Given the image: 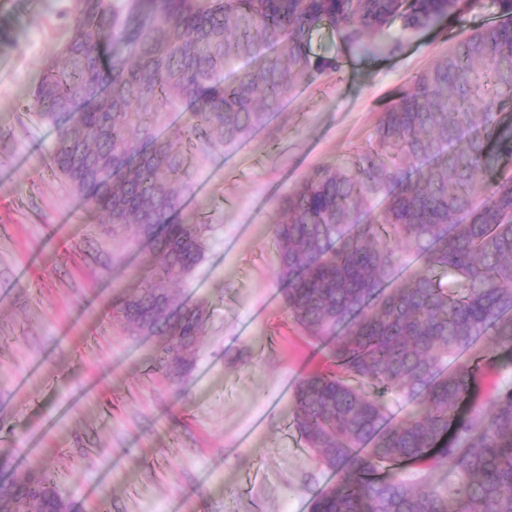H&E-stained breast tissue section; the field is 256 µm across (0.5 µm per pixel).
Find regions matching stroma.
I'll use <instances>...</instances> for the list:
<instances>
[{
  "mask_svg": "<svg viewBox=\"0 0 512 512\" xmlns=\"http://www.w3.org/2000/svg\"><path fill=\"white\" fill-rule=\"evenodd\" d=\"M68 5L0 0V453L40 460L74 512H309L336 475L305 448L289 403L327 360L276 298L269 227L292 188L350 165L379 113L497 8L454 27L391 28L399 53L345 56L246 141L211 150L187 199L211 226L207 250L181 288L208 314L192 371L174 381L157 337L112 318L155 255L112 235L54 173L56 131L27 109Z\"/></svg>",
  "mask_w": 512,
  "mask_h": 512,
  "instance_id": "1",
  "label": "stroma"
}]
</instances>
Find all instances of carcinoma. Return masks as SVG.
<instances>
[{
	"label": "carcinoma",
	"instance_id": "1",
	"mask_svg": "<svg viewBox=\"0 0 512 512\" xmlns=\"http://www.w3.org/2000/svg\"><path fill=\"white\" fill-rule=\"evenodd\" d=\"M479 2L70 0L62 63L45 67L28 107L55 127L52 164L70 189L156 254L150 270L133 271L137 285L113 316L132 336L160 339L170 378L191 371L206 319L176 284L207 246L211 225L185 210L209 149L247 138L288 90L339 67L312 52L313 32L394 54V24L404 33L460 23ZM494 2L501 20L417 75L355 163L316 168L272 227L288 316L329 361L291 399L305 448L337 474L310 512H512V365L497 357L512 351V168L496 164L512 156V124L498 118L512 102V0ZM271 42L276 59L232 86L218 78ZM186 103L191 158L161 131ZM422 158L433 164L411 177ZM387 395L406 412L392 415ZM22 501L29 512L69 507L41 462L19 470L1 454L0 512Z\"/></svg>",
	"mask_w": 512,
	"mask_h": 512
}]
</instances>
